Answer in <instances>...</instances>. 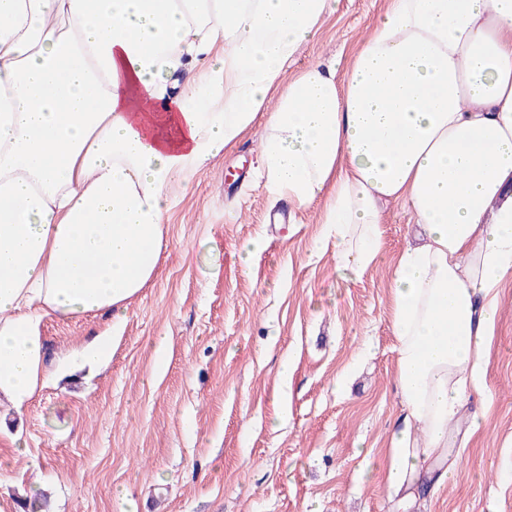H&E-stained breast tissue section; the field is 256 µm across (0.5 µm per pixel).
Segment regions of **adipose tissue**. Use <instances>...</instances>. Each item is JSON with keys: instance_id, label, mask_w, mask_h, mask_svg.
Returning <instances> with one entry per match:
<instances>
[{"instance_id": "obj_1", "label": "adipose tissue", "mask_w": 512, "mask_h": 512, "mask_svg": "<svg viewBox=\"0 0 512 512\" xmlns=\"http://www.w3.org/2000/svg\"><path fill=\"white\" fill-rule=\"evenodd\" d=\"M340 0H0V398L43 382V316L109 312L155 276L174 187L264 119L272 198L326 199L350 278L384 208L403 416L383 482L414 498L482 390L512 276V0H389L347 63L288 69Z\"/></svg>"}]
</instances>
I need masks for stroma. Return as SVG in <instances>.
Instances as JSON below:
<instances>
[{
	"label": "stroma",
	"mask_w": 512,
	"mask_h": 512,
	"mask_svg": "<svg viewBox=\"0 0 512 512\" xmlns=\"http://www.w3.org/2000/svg\"><path fill=\"white\" fill-rule=\"evenodd\" d=\"M386 6L341 0L293 71L349 56ZM263 129L175 190L157 275L120 322L107 312L43 320L46 384L22 410L0 403V512H24L27 498L45 512H512V277L487 355L492 399L473 393L466 407L483 427L468 437L452 426L448 457L462 471L405 508L379 475L402 415L390 268L416 227L390 205L382 254L349 279L318 249L322 203L272 202L256 175L225 193L255 168ZM254 240L242 263L240 246ZM106 331V365L58 376Z\"/></svg>",
	"instance_id": "1"
}]
</instances>
